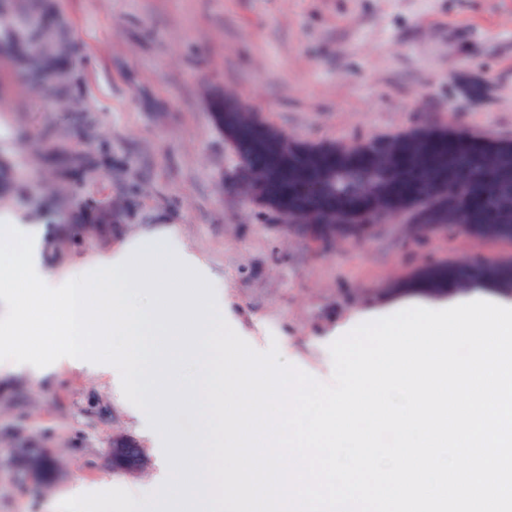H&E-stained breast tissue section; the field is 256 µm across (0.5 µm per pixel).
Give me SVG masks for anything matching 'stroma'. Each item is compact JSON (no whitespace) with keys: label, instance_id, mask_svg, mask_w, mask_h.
<instances>
[{"label":"stroma","instance_id":"obj_1","mask_svg":"<svg viewBox=\"0 0 512 512\" xmlns=\"http://www.w3.org/2000/svg\"><path fill=\"white\" fill-rule=\"evenodd\" d=\"M292 140L344 145L456 119L512 141V0H0V211L42 232L64 274L172 230L224 282V317L254 349L333 380L330 344L376 319L431 263H512V239H428L408 219L313 245L237 189L215 98ZM0 435L41 442L37 487L0 442V512H56L75 483L156 490L167 466L108 376L0 379ZM147 467L113 470L114 434Z\"/></svg>","mask_w":512,"mask_h":512}]
</instances>
